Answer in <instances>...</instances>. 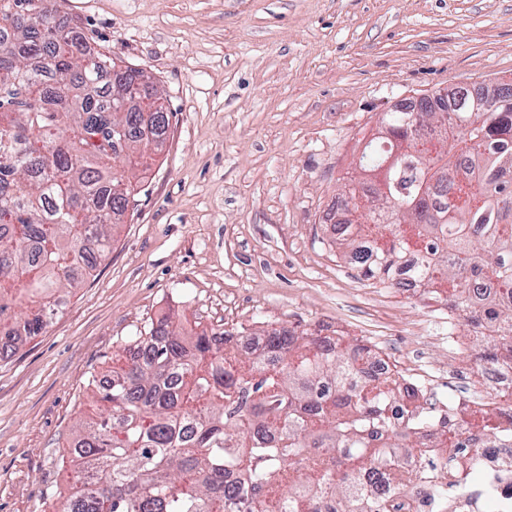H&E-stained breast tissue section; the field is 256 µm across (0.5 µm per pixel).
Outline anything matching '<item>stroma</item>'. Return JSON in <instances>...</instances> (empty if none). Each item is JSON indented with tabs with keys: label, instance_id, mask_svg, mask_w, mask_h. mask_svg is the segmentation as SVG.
<instances>
[{
	"label": "stroma",
	"instance_id": "obj_1",
	"mask_svg": "<svg viewBox=\"0 0 512 512\" xmlns=\"http://www.w3.org/2000/svg\"><path fill=\"white\" fill-rule=\"evenodd\" d=\"M94 49L151 76L170 135L112 250L0 359V512H54L92 377L164 313L218 330L350 331L426 401L484 380L438 338L445 305L369 285L328 220L387 112L512 83V0H58Z\"/></svg>",
	"mask_w": 512,
	"mask_h": 512
}]
</instances>
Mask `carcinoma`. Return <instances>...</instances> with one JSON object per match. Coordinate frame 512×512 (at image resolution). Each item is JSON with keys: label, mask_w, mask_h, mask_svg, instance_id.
<instances>
[{"label": "carcinoma", "mask_w": 512, "mask_h": 512, "mask_svg": "<svg viewBox=\"0 0 512 512\" xmlns=\"http://www.w3.org/2000/svg\"><path fill=\"white\" fill-rule=\"evenodd\" d=\"M149 76L91 54L77 27L61 22L57 0H0V356L38 336L97 257L112 248L135 184L113 173L123 155L150 170L144 148L169 134L163 104L146 112ZM457 129L446 151L422 154L401 109L382 119L389 139L365 147L372 206L349 233H383L377 255L352 251L362 276L387 288L411 278L447 284L445 301L477 328L496 323L498 340L474 357L512 367V94L499 87L451 88ZM502 287L473 308L474 262ZM233 334L195 323L191 339L166 314L128 342L143 357L122 362L94 385L104 403L79 419L70 459L91 466L93 487L62 497L56 512H224L251 492L249 512H389L361 482L395 476L393 466L428 435L394 431L373 445L397 402L418 389L395 371L346 388L357 362L375 356L349 336L345 352L318 334L265 331L272 367L234 349Z\"/></svg>", "instance_id": "cac0c4a2"}]
</instances>
